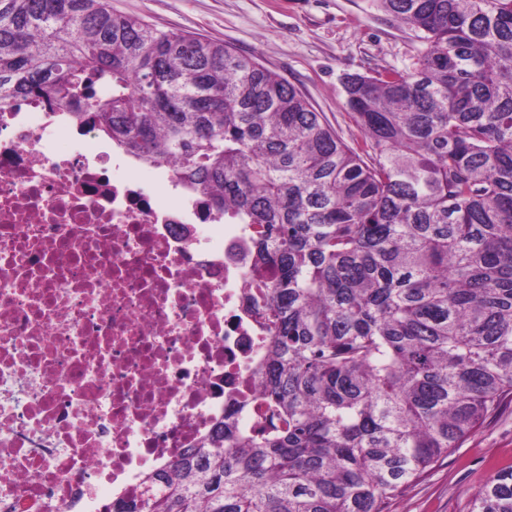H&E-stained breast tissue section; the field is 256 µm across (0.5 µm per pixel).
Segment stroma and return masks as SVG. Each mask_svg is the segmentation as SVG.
Instances as JSON below:
<instances>
[{"instance_id": "stroma-1", "label": "stroma", "mask_w": 512, "mask_h": 512, "mask_svg": "<svg viewBox=\"0 0 512 512\" xmlns=\"http://www.w3.org/2000/svg\"><path fill=\"white\" fill-rule=\"evenodd\" d=\"M113 11L163 30L189 32L255 57L292 83L342 140L361 134L345 105L342 79L412 68L424 44L414 28L376 0H110ZM512 466V401L387 512H468L469 500L498 470Z\"/></svg>"}]
</instances>
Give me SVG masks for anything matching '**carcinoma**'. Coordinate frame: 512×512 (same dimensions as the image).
I'll list each match as a JSON object with an SVG mask.
<instances>
[{
	"mask_svg": "<svg viewBox=\"0 0 512 512\" xmlns=\"http://www.w3.org/2000/svg\"><path fill=\"white\" fill-rule=\"evenodd\" d=\"M426 44L348 74L362 145L219 41L109 0H0V107H69L256 224L258 399L144 476L139 512H386L512 397V0H376ZM468 512H512V466Z\"/></svg>",
	"mask_w": 512,
	"mask_h": 512,
	"instance_id": "cac0c4a2",
	"label": "carcinoma"
}]
</instances>
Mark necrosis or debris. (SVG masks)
I'll list each match as a JSON object with an SVG mask.
<instances>
[{"label":"necrosis or debris","mask_w":512,"mask_h":512,"mask_svg":"<svg viewBox=\"0 0 512 512\" xmlns=\"http://www.w3.org/2000/svg\"><path fill=\"white\" fill-rule=\"evenodd\" d=\"M101 143L62 108L0 112V512L139 500L258 389L255 227Z\"/></svg>","instance_id":"4bbe7bcc"}]
</instances>
